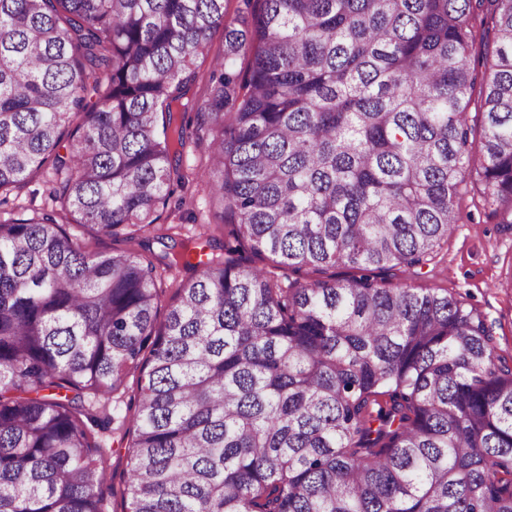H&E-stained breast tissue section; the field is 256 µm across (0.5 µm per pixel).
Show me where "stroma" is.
Masks as SVG:
<instances>
[{"label": "stroma", "instance_id": "1", "mask_svg": "<svg viewBox=\"0 0 512 512\" xmlns=\"http://www.w3.org/2000/svg\"><path fill=\"white\" fill-rule=\"evenodd\" d=\"M459 210L461 220L435 263L413 272L392 271L384 280L391 285L439 288L474 308L491 327L498 355L512 365V230L484 207L479 187L463 191ZM211 217L204 193L189 187L176 191L161 221L195 232ZM97 438L106 448L104 512H125L121 491L130 469V439L119 429L98 432Z\"/></svg>", "mask_w": 512, "mask_h": 512}]
</instances>
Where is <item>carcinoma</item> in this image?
Wrapping results in <instances>:
<instances>
[{
  "instance_id": "cac0c4a2",
  "label": "carcinoma",
  "mask_w": 512,
  "mask_h": 512,
  "mask_svg": "<svg viewBox=\"0 0 512 512\" xmlns=\"http://www.w3.org/2000/svg\"><path fill=\"white\" fill-rule=\"evenodd\" d=\"M189 112L209 210L269 268L80 239L156 228ZM36 179L50 212L0 215V512H104L92 428L130 372L129 512H512L486 320L376 277L437 258L470 179L512 227V0H0V204ZM336 266L363 275L284 276ZM217 55H224V32L218 29L213 32L210 41V54L204 62L200 59L196 63L197 81L193 87L199 101H203L208 93V77L212 69V59ZM196 276V272L193 270L185 269L180 266L178 269L168 275V279L163 286L164 292L161 296V302L159 304L160 313H164L167 306L171 302V297L175 291V288L179 284H184L193 279Z\"/></svg>"
}]
</instances>
